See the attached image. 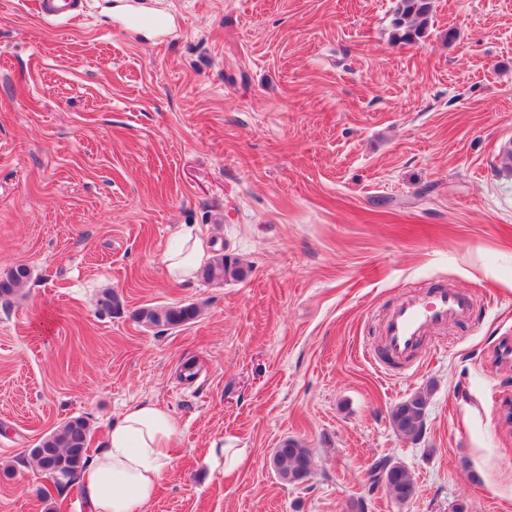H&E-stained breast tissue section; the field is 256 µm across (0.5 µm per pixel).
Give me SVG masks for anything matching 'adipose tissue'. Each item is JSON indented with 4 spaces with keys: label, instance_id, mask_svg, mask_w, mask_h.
I'll list each match as a JSON object with an SVG mask.
<instances>
[{
    "label": "adipose tissue",
    "instance_id": "ef3b65f1",
    "mask_svg": "<svg viewBox=\"0 0 512 512\" xmlns=\"http://www.w3.org/2000/svg\"><path fill=\"white\" fill-rule=\"evenodd\" d=\"M203 240L182 232L164 262L171 280L192 279L208 261ZM179 426L166 409L151 402L127 407L113 423L101 451L91 453L79 474L86 512H143L173 460Z\"/></svg>",
    "mask_w": 512,
    "mask_h": 512
}]
</instances>
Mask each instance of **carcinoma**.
Here are the masks:
<instances>
[{"label": "carcinoma", "instance_id": "1", "mask_svg": "<svg viewBox=\"0 0 512 512\" xmlns=\"http://www.w3.org/2000/svg\"><path fill=\"white\" fill-rule=\"evenodd\" d=\"M432 11V0H398L393 19L396 37L400 41L412 42L423 37ZM30 269L23 265L11 267L0 279V297L14 294L30 280ZM247 268L236 260L222 254L213 257L202 271L204 280L223 283L242 280ZM199 315L193 303L162 307H142L133 310L130 317L148 327L177 328L192 323ZM427 394L417 392L394 406L390 420L396 433L413 443L425 433V409ZM90 424L83 417H71L40 438L31 449L39 469L48 474L56 487L76 483L79 473L88 461ZM270 465L277 478L284 484L294 485L305 481L312 470V455L294 439L283 441L272 452ZM390 474L387 492L398 502H407L416 494L414 478L409 471L397 463L387 464Z\"/></svg>", "mask_w": 512, "mask_h": 512}]
</instances>
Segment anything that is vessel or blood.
Returning <instances> with one entry per match:
<instances>
[{"instance_id": "b4317fda", "label": "vessel or blood", "mask_w": 512, "mask_h": 512, "mask_svg": "<svg viewBox=\"0 0 512 512\" xmlns=\"http://www.w3.org/2000/svg\"><path fill=\"white\" fill-rule=\"evenodd\" d=\"M79 7L78 0H40V10L47 20L77 18ZM473 316L471 299L457 289L412 290L386 320L387 352L395 360H407L429 332L451 321L471 320Z\"/></svg>"}]
</instances>
